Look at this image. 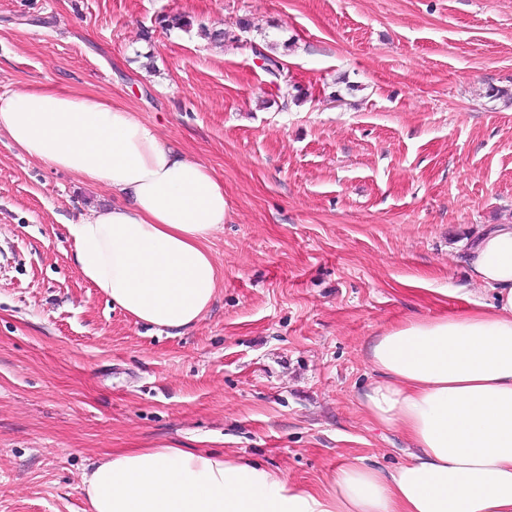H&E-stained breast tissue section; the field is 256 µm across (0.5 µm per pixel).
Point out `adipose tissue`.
I'll return each mask as SVG.
<instances>
[{
	"label": "adipose tissue",
	"mask_w": 512,
	"mask_h": 512,
	"mask_svg": "<svg viewBox=\"0 0 512 512\" xmlns=\"http://www.w3.org/2000/svg\"><path fill=\"white\" fill-rule=\"evenodd\" d=\"M0 132L25 155L112 192L69 224L84 281L134 321L191 329L219 275L210 237L224 183L135 113L47 86L0 93ZM474 293L456 314L374 337L367 418L400 433L409 462L352 457L319 488L239 458L169 446L116 448L84 477L91 512H512V223L464 241Z\"/></svg>",
	"instance_id": "obj_1"
}]
</instances>
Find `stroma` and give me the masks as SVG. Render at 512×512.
Segmentation results:
<instances>
[{"mask_svg": "<svg viewBox=\"0 0 512 512\" xmlns=\"http://www.w3.org/2000/svg\"><path fill=\"white\" fill-rule=\"evenodd\" d=\"M36 85L135 112L223 180L230 214L215 302L169 335L72 258L68 224L111 192L0 134V512H90L85 474L127 445L304 487L353 456L408 461L360 407L367 345L455 314L459 241L512 221V0H0V93ZM406 287L405 289L418 294L422 298L430 299L432 303L447 307L448 305V293H443L442 296L433 294V289L428 288V279L425 277H411L401 282Z\"/></svg>", "mask_w": 512, "mask_h": 512, "instance_id": "35a3bbf8", "label": "stroma"}]
</instances>
